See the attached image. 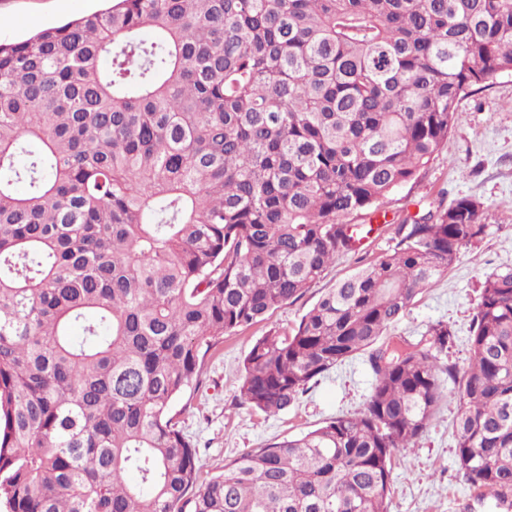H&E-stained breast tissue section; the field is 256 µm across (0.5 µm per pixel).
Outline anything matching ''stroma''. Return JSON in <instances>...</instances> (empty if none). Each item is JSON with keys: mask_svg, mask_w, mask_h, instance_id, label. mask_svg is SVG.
I'll list each match as a JSON object with an SVG mask.
<instances>
[{"mask_svg": "<svg viewBox=\"0 0 512 512\" xmlns=\"http://www.w3.org/2000/svg\"><path fill=\"white\" fill-rule=\"evenodd\" d=\"M100 6V0H0V40L25 38ZM462 196L483 202L485 234L462 249L454 266L418 297L394 333L415 342L429 325L447 323L452 340L442 360L463 368L471 357L468 336L481 284L488 273L512 268V75L499 76L489 88L461 102L443 150L415 180L381 201L387 227L363 240L358 253L339 256L302 298L277 309L269 319L225 337L223 346L208 354L198 385L188 388L173 405L181 427L197 445L203 473H222L226 463L245 451L364 407L374 380L366 357L339 365L298 403L274 416L241 402L243 359L269 328L292 330L325 289L390 251L395 245L392 225ZM455 415V404L442 405L416 444L398 452L389 512H498L495 500L478 497L455 465Z\"/></svg>", "mask_w": 512, "mask_h": 512, "instance_id": "35a3bbf8", "label": "stroma"}]
</instances>
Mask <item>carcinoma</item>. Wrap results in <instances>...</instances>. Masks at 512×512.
Listing matches in <instances>:
<instances>
[{
	"instance_id": "obj_1",
	"label": "carcinoma",
	"mask_w": 512,
	"mask_h": 512,
	"mask_svg": "<svg viewBox=\"0 0 512 512\" xmlns=\"http://www.w3.org/2000/svg\"><path fill=\"white\" fill-rule=\"evenodd\" d=\"M110 2L0 42V508L388 512L394 454L454 400L458 471L512 512V268L483 281L466 368L440 364L441 322L383 341L484 235L475 197L393 225L244 359L241 399L276 415L364 354L363 410L203 481L170 415L512 75V0Z\"/></svg>"
}]
</instances>
